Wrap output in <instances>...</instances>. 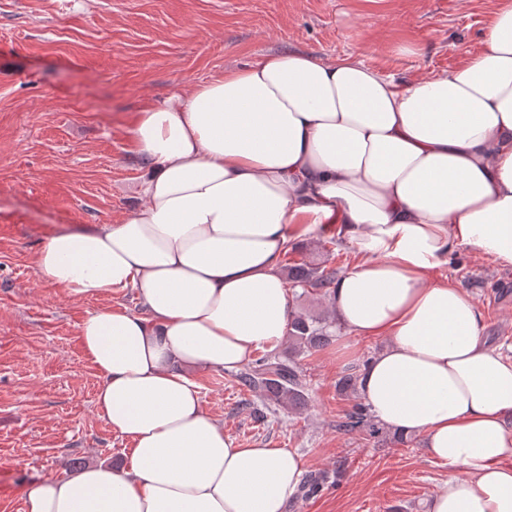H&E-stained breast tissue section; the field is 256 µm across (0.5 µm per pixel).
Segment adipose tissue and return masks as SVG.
Returning a JSON list of instances; mask_svg holds the SVG:
<instances>
[{"instance_id": "1", "label": "adipose tissue", "mask_w": 512, "mask_h": 512, "mask_svg": "<svg viewBox=\"0 0 512 512\" xmlns=\"http://www.w3.org/2000/svg\"><path fill=\"white\" fill-rule=\"evenodd\" d=\"M459 68L400 83L359 61L286 51L141 110L151 163L119 224L51 236L38 277L78 297L136 291L79 338L99 417L129 464L33 483L25 512H285L287 448H242L193 369L238 371L287 335L291 244L332 225L361 255L333 287L338 324L386 345L359 380L376 419L452 469L427 512H512V356L441 276L467 250L512 269V0Z\"/></svg>"}]
</instances>
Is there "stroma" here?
<instances>
[{"label": "stroma", "instance_id": "1", "mask_svg": "<svg viewBox=\"0 0 512 512\" xmlns=\"http://www.w3.org/2000/svg\"><path fill=\"white\" fill-rule=\"evenodd\" d=\"M498 0H0V512H24L23 490L100 461L128 463L130 439L95 409L99 386L78 336L88 313L139 310L135 292L79 298L41 281L54 234L121 223L140 203L150 163L131 123L143 107L227 68L284 51L349 57L399 81L457 68L484 48ZM444 275L481 308L485 336L512 350V270L474 253ZM379 344L341 330L304 358L308 404L269 409L230 375L198 371L205 409L243 448L295 451L327 474L286 512H425L448 478L419 438L397 444L343 434L352 407L336 381Z\"/></svg>", "mask_w": 512, "mask_h": 512}]
</instances>
